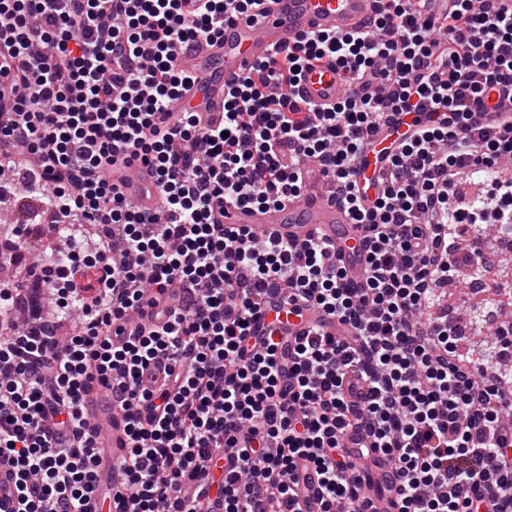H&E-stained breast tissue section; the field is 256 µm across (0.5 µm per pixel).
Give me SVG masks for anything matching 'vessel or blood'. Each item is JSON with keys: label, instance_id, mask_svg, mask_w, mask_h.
I'll use <instances>...</instances> for the list:
<instances>
[{"label": "vessel or blood", "instance_id": "obj_1", "mask_svg": "<svg viewBox=\"0 0 512 512\" xmlns=\"http://www.w3.org/2000/svg\"><path fill=\"white\" fill-rule=\"evenodd\" d=\"M384 5L385 0H262L258 20L225 24L223 40L204 42L198 49L177 54L178 69L194 76L196 82L173 109L179 112L189 105L196 107L202 125H217L224 119L225 79L268 58L275 49L293 46L303 33L362 31ZM348 91L342 69L328 59L308 65L298 88L306 101L321 107L335 104ZM435 118L432 112H397L369 137L355 174L367 197L376 195L375 178L392 144L408 130L428 125ZM112 178L120 183L125 196L142 212L158 210L159 191L149 167L136 165L113 172ZM224 226L228 229L244 227L256 236H273L286 242L298 243L313 235L320 236L340 248L341 264L352 282L358 284L364 279V253L359 244L366 232L362 226L352 223L342 204L332 197L323 178L310 177L298 197L276 209L225 206ZM312 320L321 325L324 333L336 336L341 332L335 318L308 312L303 318L289 320L288 335H302ZM82 410L98 437L97 456L109 466H116L128 446V437L110 394L92 390L84 396ZM13 473L11 459L1 456L0 512H11Z\"/></svg>", "mask_w": 512, "mask_h": 512}]
</instances>
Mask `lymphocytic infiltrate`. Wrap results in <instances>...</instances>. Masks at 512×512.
<instances>
[{
	"instance_id": "lymphocytic-infiltrate-1",
	"label": "lymphocytic infiltrate",
	"mask_w": 512,
	"mask_h": 512,
	"mask_svg": "<svg viewBox=\"0 0 512 512\" xmlns=\"http://www.w3.org/2000/svg\"><path fill=\"white\" fill-rule=\"evenodd\" d=\"M258 0H0V203L64 250L26 263L12 240L0 277V455L15 465L17 512H84L100 490L82 399L111 392L129 446L121 512H196L214 486L224 512H304L300 469L319 476L317 512H512V367L496 347L460 350L434 315L459 264V225L512 217V175L481 206L458 187L468 166L512 158V116L482 124L487 89L512 100V15L497 0H389L371 28L307 33L224 84V125L166 109L193 79L177 50L255 16ZM330 57L352 90L323 108L297 92ZM432 112L395 148L372 209L353 180L366 140L394 112ZM119 161L150 166L161 208L118 191ZM364 225L368 277L350 283L333 244L225 230L213 204L277 208L311 168ZM100 277L84 296L82 265ZM350 335L250 333L268 293ZM158 307L156 326L132 319ZM74 322L58 333L57 318ZM128 334L113 344L112 327ZM165 361L162 382L139 371ZM234 452L220 457L225 446Z\"/></svg>"
}]
</instances>
